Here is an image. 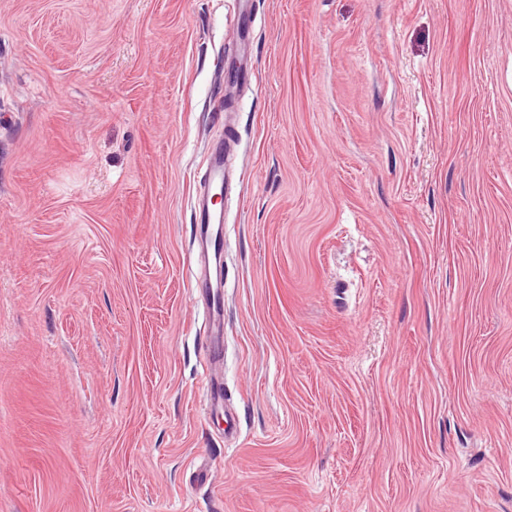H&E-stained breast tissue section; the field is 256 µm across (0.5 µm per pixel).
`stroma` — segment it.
I'll return each mask as SVG.
<instances>
[{
    "label": "stroma",
    "instance_id": "stroma-1",
    "mask_svg": "<svg viewBox=\"0 0 512 512\" xmlns=\"http://www.w3.org/2000/svg\"><path fill=\"white\" fill-rule=\"evenodd\" d=\"M0 512H512V0H0ZM224 152L216 150L211 153L209 158V189L208 195L197 209L199 231L197 242L201 251L207 257H213L215 260L216 241L220 233V224L223 220L222 209L214 208L212 199L215 195L224 193ZM203 288L207 311L206 332L202 346L212 363L218 365L224 347V284L219 278L196 277L193 290ZM206 399L211 411L224 412V437L231 436L235 428V419L224 410V385L220 374L215 370L206 380ZM232 424V425H231Z\"/></svg>",
    "mask_w": 512,
    "mask_h": 512
}]
</instances>
